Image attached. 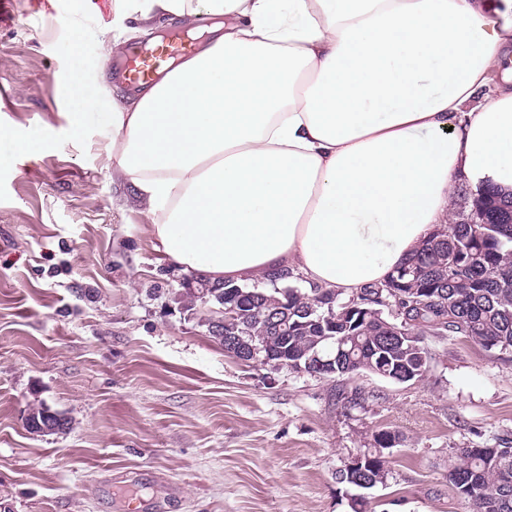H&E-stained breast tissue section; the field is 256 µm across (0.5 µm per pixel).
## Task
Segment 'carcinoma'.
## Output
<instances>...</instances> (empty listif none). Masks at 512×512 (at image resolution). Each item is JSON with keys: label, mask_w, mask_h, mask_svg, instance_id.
Returning <instances> with one entry per match:
<instances>
[{"label": "carcinoma", "mask_w": 512, "mask_h": 512, "mask_svg": "<svg viewBox=\"0 0 512 512\" xmlns=\"http://www.w3.org/2000/svg\"><path fill=\"white\" fill-rule=\"evenodd\" d=\"M475 210L483 223H468ZM296 278L280 268L267 274V288L201 284L218 292L212 305L225 299L241 311L238 321L224 324V333L212 338L221 344L229 337L244 346L268 344L295 372L308 360L331 359L336 372L319 373L323 378L368 371L419 379L428 368L427 336H464L488 350L511 353L512 192L489 183L462 196L453 234L432 233L387 281L364 288L363 301L344 318L336 313L347 298L331 289L299 288ZM278 308L287 326L281 336L269 319ZM394 436L378 432L361 466L339 470L336 479L366 490L387 476ZM448 478L472 512H512V446L462 448Z\"/></svg>", "instance_id": "1"}]
</instances>
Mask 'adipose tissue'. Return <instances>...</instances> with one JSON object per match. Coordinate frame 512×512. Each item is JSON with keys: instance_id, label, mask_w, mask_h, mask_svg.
<instances>
[{"instance_id": "adipose-tissue-1", "label": "adipose tissue", "mask_w": 512, "mask_h": 512, "mask_svg": "<svg viewBox=\"0 0 512 512\" xmlns=\"http://www.w3.org/2000/svg\"><path fill=\"white\" fill-rule=\"evenodd\" d=\"M207 18L126 108L112 173L195 281L288 267L348 297L454 219L459 176L512 188V0H114Z\"/></svg>"}]
</instances>
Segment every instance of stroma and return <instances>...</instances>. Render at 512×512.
<instances>
[{"label": "stroma", "instance_id": "1", "mask_svg": "<svg viewBox=\"0 0 512 512\" xmlns=\"http://www.w3.org/2000/svg\"><path fill=\"white\" fill-rule=\"evenodd\" d=\"M112 4L14 0L0 22V127L35 142L19 155L0 141V512H128L134 497L140 512H353L336 472L382 430L399 441L367 512H469L448 470L459 449L512 446V356L429 337L426 373L399 383L225 354L207 307L180 308L159 214L112 178ZM39 404L67 429L30 433Z\"/></svg>", "mask_w": 512, "mask_h": 512}]
</instances>
